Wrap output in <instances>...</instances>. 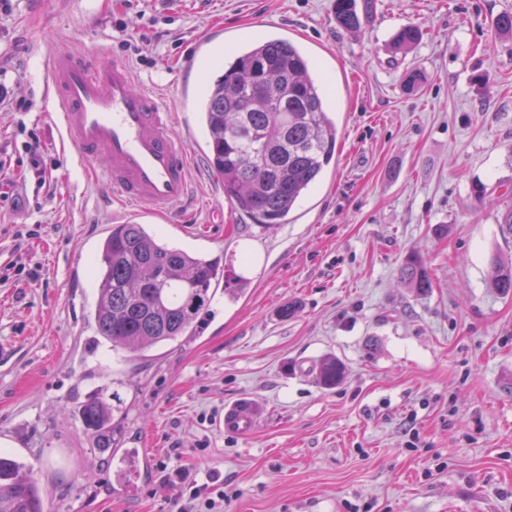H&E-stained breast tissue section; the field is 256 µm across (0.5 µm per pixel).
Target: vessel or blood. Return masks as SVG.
Wrapping results in <instances>:
<instances>
[{"label":"vessel or blood","mask_w":512,"mask_h":512,"mask_svg":"<svg viewBox=\"0 0 512 512\" xmlns=\"http://www.w3.org/2000/svg\"><path fill=\"white\" fill-rule=\"evenodd\" d=\"M43 91L60 142L130 215L187 222L180 209L194 196L188 141L176 133L169 105L136 87L128 63L54 51L46 61ZM262 420V411L244 396L225 406L219 427L244 438Z\"/></svg>","instance_id":"vessel-or-blood-1"}]
</instances>
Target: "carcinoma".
<instances>
[{"label":"carcinoma","mask_w":512,"mask_h":512,"mask_svg":"<svg viewBox=\"0 0 512 512\" xmlns=\"http://www.w3.org/2000/svg\"><path fill=\"white\" fill-rule=\"evenodd\" d=\"M333 12L345 30L362 25L356 0H333ZM419 37L416 26H402L395 50H409ZM197 112L208 164L224 183V197L262 224L286 223L334 160L338 130L327 116L321 74L292 41L262 39L239 49L212 80ZM217 267L218 260L171 247L143 224L112 225L98 254L94 343L143 353L182 340L209 310ZM399 276L419 294L432 287L415 252L406 256ZM490 287L512 294V261L492 257ZM317 377L332 388L345 370L327 358ZM80 414L98 446L112 447L113 406L97 398ZM0 512H44L42 489L25 462L2 453Z\"/></svg>","instance_id":"carcinoma-1"}]
</instances>
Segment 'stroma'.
Segmentation results:
<instances>
[{
    "label": "stroma",
    "instance_id": "obj_1",
    "mask_svg": "<svg viewBox=\"0 0 512 512\" xmlns=\"http://www.w3.org/2000/svg\"><path fill=\"white\" fill-rule=\"evenodd\" d=\"M371 2L357 32L337 25L332 0H13L0 14V84L34 103L0 108L13 181L0 268L39 272L0 283V450L29 465L45 512H180L179 467L222 478L224 512H512V295L489 286L492 255L512 259L497 224L512 185V36L494 25L512 0ZM406 24L423 37L394 51ZM273 33L323 69L334 166L269 226L236 211L195 161L200 232L150 228L219 259L244 294H216L187 341L145 355L93 346L99 242L121 207L58 140L45 54L93 52L129 63L162 98L181 90L176 120L199 156L195 107L231 37ZM410 71L422 77L412 89ZM31 133L57 165L47 191L23 164ZM475 180L485 204L470 196ZM20 229L32 237L16 242ZM412 251L428 294L399 278ZM328 356L346 370L333 388L316 375ZM96 395L115 408L119 455L83 429L80 408ZM243 395L264 421L250 437L225 435L216 422Z\"/></svg>",
    "mask_w": 512,
    "mask_h": 512
}]
</instances>
